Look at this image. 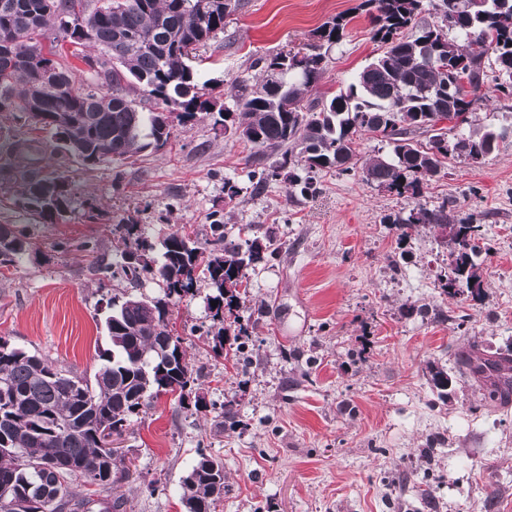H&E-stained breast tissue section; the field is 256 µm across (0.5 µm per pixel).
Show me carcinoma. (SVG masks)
I'll return each mask as SVG.
<instances>
[{
  "label": "carcinoma",
  "instance_id": "carcinoma-1",
  "mask_svg": "<svg viewBox=\"0 0 512 512\" xmlns=\"http://www.w3.org/2000/svg\"><path fill=\"white\" fill-rule=\"evenodd\" d=\"M0 0V43L25 59L22 66L0 59V112L18 115L32 130L50 134L45 152L36 138H19L10 152L25 157L19 169L15 204L38 224L65 219L74 204L68 175L44 172L43 162L74 158L88 168L122 162L152 147L163 148L176 126H186L200 112H217L215 123L251 144L255 154L277 155L268 167L253 171L256 186L302 165L307 173L325 169L359 175L367 184L416 200L444 168L446 160L463 157L474 163L496 151L508 134L487 125L469 124L468 113L484 83V61L495 66L496 91L512 96V0H362L373 11L374 37L385 46L335 95L310 101L309 93L325 72V55L279 53L264 65L261 76L239 81L234 110L206 96L192 54L224 32V18L239 0L202 13L201 0ZM436 18L418 24L423 10ZM91 12L86 31L70 28ZM347 16L338 15L313 33L320 42L340 41ZM456 30L458 38L448 37ZM69 44L68 54L46 50V44ZM101 70H86V81L72 77L68 57ZM44 119L33 121L36 105ZM461 119L468 133L448 136L434 131L439 113ZM428 134L427 142L414 134ZM379 134L390 151L356 166L359 140ZM392 223L402 235L417 227L435 231L459 225L467 244L450 252L448 271L440 276L443 292L467 294L480 301L484 281L473 257L480 251V225L472 217L448 213V206L419 203ZM114 231L119 242L112 261L96 260L104 276L137 284L149 276L160 297L128 295L108 302L105 329L111 348L93 379L75 374L37 352L10 344L0 336V512H28L29 501L43 497L46 512H85L91 503L87 486L110 493L117 483L116 460L104 447L107 435H122L130 419L162 394H178V405L194 392L195 372L186 361L182 339L169 329L170 306L194 297L198 284L212 290L213 351L224 350L230 329L248 338L244 323L256 327L265 305L249 311L240 288L248 271L277 257L283 244L272 235L241 239L224 224L208 232H175L161 242V253L148 242L146 227L122 217ZM30 233L0 224V267H9L29 245ZM143 250L130 264L127 254ZM248 316H243L244 312ZM459 375L471 382L481 403L491 411L512 394V343L490 355L474 341L458 353ZM438 398L448 399V373L432 369ZM224 497V462L201 454L181 480L187 512H216Z\"/></svg>",
  "mask_w": 512,
  "mask_h": 512
}]
</instances>
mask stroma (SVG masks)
Masks as SVG:
<instances>
[{
	"label": "stroma",
	"instance_id": "obj_1",
	"mask_svg": "<svg viewBox=\"0 0 512 512\" xmlns=\"http://www.w3.org/2000/svg\"><path fill=\"white\" fill-rule=\"evenodd\" d=\"M361 0H240L224 33L191 64L208 92L232 107L238 79L261 75L262 60L312 43L313 31L346 14L342 42L327 53L315 99L346 87L383 52ZM495 128L512 125V97L485 79L472 107ZM23 119L0 113V224L24 225L13 204L20 159L7 145L28 136ZM160 150L84 169L66 160L75 208L45 225L16 266L0 268V336L85 377L110 346L109 299L130 285L102 280L95 257L111 258L117 217L152 227L151 240L212 223L250 224L285 247L248 276V305L269 307L250 349L257 364L215 355L208 287L173 309L170 327L199 372V408L160 396L130 421L117 453L130 469L123 512H183L180 481L199 454L224 461L217 512H512V404L479 405L466 381L447 401L433 395L430 370H452L458 350L481 337L493 352L512 342V136L480 162L452 159L423 190L422 204L476 214L487 251L474 262L485 282L476 302L442 295L437 283L450 248L427 229L400 241L389 216L406 198L336 171L317 174L312 194L278 178L255 189L251 149L200 114ZM238 189L228 198L226 184ZM96 243L97 254L81 243ZM138 293L160 288L143 279ZM233 403L240 425L223 428ZM442 444L421 459L432 438Z\"/></svg>",
	"mask_w": 512,
	"mask_h": 512
}]
</instances>
